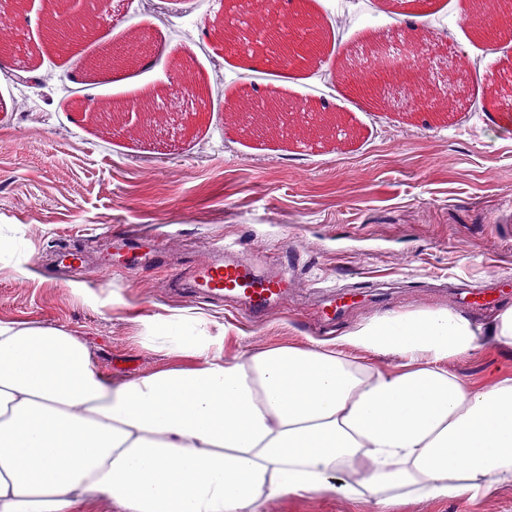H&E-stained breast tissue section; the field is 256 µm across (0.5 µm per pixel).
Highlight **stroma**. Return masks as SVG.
Instances as JSON below:
<instances>
[{
    "mask_svg": "<svg viewBox=\"0 0 512 512\" xmlns=\"http://www.w3.org/2000/svg\"><path fill=\"white\" fill-rule=\"evenodd\" d=\"M230 0H112L95 34L67 54L41 35L46 0L0 5V321L62 326L80 336L98 366L134 379L177 365L149 347L142 317L185 311L224 324L228 356L267 346H306L341 336L378 314L450 308L487 324L512 304V35L488 42L468 22L470 0H314L322 60L282 69L226 51L219 26ZM144 33L150 52L129 40ZM416 39L413 69L428 82L454 81L457 110H418L413 89L388 86L384 105L359 103L349 64L372 41ZM106 47L128 65L93 77L86 57ZM203 100L175 99L150 123L129 118L109 130L71 111L105 100L136 104L182 76ZM310 101L341 129L288 135L248 131L241 95ZM148 239V265L113 256L64 280L49 248L62 243L98 257L108 238ZM211 242L254 269L290 266L287 307L248 318L239 303L176 293ZM345 293L344 314L314 325L326 289ZM466 288H488L479 312ZM472 384L512 376V348H486L449 362ZM260 512H376L343 494L282 496ZM397 512H512V484L476 500H416Z\"/></svg>",
    "mask_w": 512,
    "mask_h": 512,
    "instance_id": "35a3bbf8",
    "label": "stroma"
}]
</instances>
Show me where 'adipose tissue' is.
I'll use <instances>...</instances> for the list:
<instances>
[{
	"label": "adipose tissue",
	"instance_id": "adipose-tissue-1",
	"mask_svg": "<svg viewBox=\"0 0 512 512\" xmlns=\"http://www.w3.org/2000/svg\"><path fill=\"white\" fill-rule=\"evenodd\" d=\"M143 323L183 363L120 380L64 327L0 321V512H258L338 490L393 512L512 484V376L479 387L448 369L512 348V305L484 326L447 308L385 313L336 342L231 360L224 326L201 315Z\"/></svg>",
	"mask_w": 512,
	"mask_h": 512
}]
</instances>
